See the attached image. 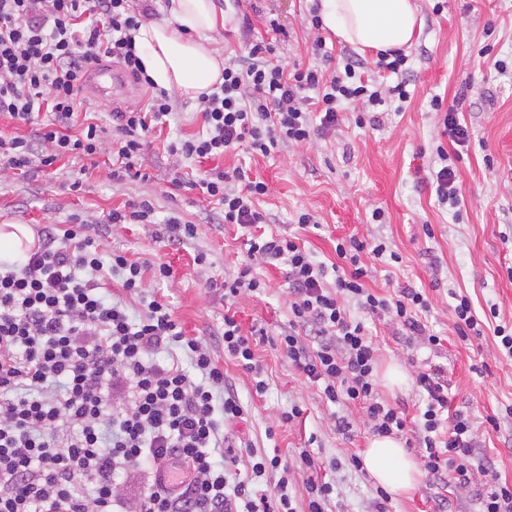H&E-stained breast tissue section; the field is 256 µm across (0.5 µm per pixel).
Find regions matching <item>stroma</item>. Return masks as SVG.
<instances>
[{"mask_svg": "<svg viewBox=\"0 0 512 512\" xmlns=\"http://www.w3.org/2000/svg\"><path fill=\"white\" fill-rule=\"evenodd\" d=\"M422 24L408 48L414 77L412 98L403 110L383 112L379 126H359L348 113L336 129L312 135L301 144H285L262 157L237 149L219 159L177 161L168 144L179 136L201 133L198 100L175 93V114L142 158L147 180L112 181V115L140 106L141 88L107 101L90 89L77 100L76 129L97 123L103 149L95 157L66 156L53 165L23 174L0 170V225L103 224L112 210L149 201L150 224H120L102 240L104 251L120 250L147 266L169 264L172 278L164 283L146 276V293L165 295L188 335L217 341L224 329V293L220 283L232 280L246 255L240 228L223 223L222 212L200 189H173L174 170L192 175L211 169L243 168L247 176L265 181L267 196L259 202L266 215V232L293 235L316 261L336 260L338 240L384 239L400 262L373 269L366 284L391 298L404 288L423 291L430 302L420 320L439 345L432 346L389 319L363 317L377 348V384L382 400L405 411L406 432L400 441L414 461H421V397L416 385L420 371L441 370L448 382V405L467 411L474 422L480 466L468 486L436 482L420 475L415 487L392 496L389 512H479V498L494 481L512 484V358L499 348L493 331L464 344L454 329L452 293L468 296L477 313L496 307L499 322L512 323V0H447L442 13H433V0H419ZM229 21L216 37L224 57L246 53L250 40L274 43L285 65L324 67L313 49L322 36L332 54L345 49L330 31L314 33L299 0H257L248 16L227 7ZM503 60L506 71L493 63ZM456 105L471 140L458 162L461 219L439 206L423 178L437 147L453 150L442 117L431 109L432 97ZM493 166H486V159ZM80 189H73L74 179ZM384 212L382 223L371 220L373 208ZM311 213L316 226L300 227L297 215ZM195 224L196 234L184 245L170 247L165 222L170 216ZM432 235H425V228ZM206 254L197 264L198 254ZM256 271L267 284L264 295L241 296L236 318L244 329H264L268 338L256 348V358L268 383L256 396L253 377L233 360H225L224 375L248 414L229 434L249 441L256 453L279 454L288 467V492L298 512L307 502L308 474L299 467V454L309 451L328 464L336 488L329 512H374L377 484L365 469H354L351 456L363 455L373 439L363 406L332 405L320 390L304 382L279 349L276 339L289 325L286 265L262 264ZM396 366L404 378L389 384L385 373ZM298 406L302 423L282 427L283 411ZM352 424L349 433L337 432L336 417ZM274 438H267V429Z\"/></svg>", "mask_w": 512, "mask_h": 512, "instance_id": "obj_1", "label": "stroma"}]
</instances>
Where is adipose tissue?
<instances>
[{
	"instance_id": "ef3b65f1",
	"label": "adipose tissue",
	"mask_w": 512,
	"mask_h": 512,
	"mask_svg": "<svg viewBox=\"0 0 512 512\" xmlns=\"http://www.w3.org/2000/svg\"><path fill=\"white\" fill-rule=\"evenodd\" d=\"M163 20L142 22L136 44L148 75L164 88L191 98L222 81L224 57L213 45L226 15L216 0H171ZM326 29L343 41L377 51L412 43L419 28L417 0H321ZM364 464L392 493L411 490L419 474L402 444L391 437L371 442Z\"/></svg>"
}]
</instances>
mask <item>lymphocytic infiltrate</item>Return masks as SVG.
<instances>
[{
	"label": "lymphocytic infiltrate",
	"mask_w": 512,
	"mask_h": 512,
	"mask_svg": "<svg viewBox=\"0 0 512 512\" xmlns=\"http://www.w3.org/2000/svg\"><path fill=\"white\" fill-rule=\"evenodd\" d=\"M139 25L130 0H0V112L26 124L40 111L53 115L36 139H0L1 167H46L66 155L100 153L96 124L76 136L70 129L86 74L109 58L150 91L147 107L114 115L109 175L145 179L142 155L152 133L168 125L174 104L144 71ZM374 68L396 75V85L371 78ZM411 71L401 50L381 53L373 67L346 52L326 72L286 67L272 44H250L225 63L222 84L200 96L204 133L170 142L169 152L209 159L244 145L270 156L283 144L336 128L350 108L374 112L408 102ZM312 102L317 111L309 110ZM436 153L428 186L440 205L458 208L456 158L441 147ZM201 187L222 205L225 223L249 234L247 256L224 284L225 304L265 292L257 265L286 264L293 329L279 336L280 350L327 402L364 405L374 435L404 433V413L378 395L376 349L348 308L353 302L364 313L389 316L439 344L418 318L429 307L425 293L406 288L388 299L366 285L371 263L395 262L398 254L379 238L352 239L337 242L336 263L316 262L293 238L259 234L266 217L255 202L268 193L265 182L219 171L202 178ZM37 238L16 261L0 260V512H295L280 456L240 445L252 479L277 478L262 494L249 481L230 482L215 461L225 427L246 410L227 389L212 347L186 335L167 301H143L142 315L132 319L125 299L141 294L144 267L123 252L104 253L91 224H42ZM303 327L316 350L305 345ZM256 336L225 313L224 356L252 374L260 396L268 384L255 359ZM416 382L425 403V471L469 484L477 459L472 420L461 411L444 420L448 384L440 374L424 371ZM173 460L183 471L168 484L149 483L138 496L115 480L117 471L156 472Z\"/></svg>",
	"instance_id": "lymphocytic-infiltrate-1"
}]
</instances>
